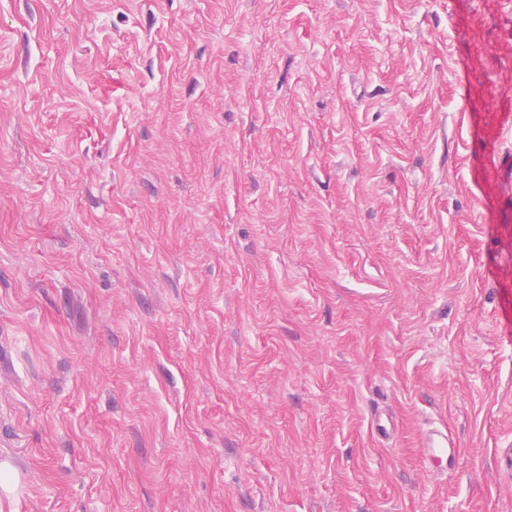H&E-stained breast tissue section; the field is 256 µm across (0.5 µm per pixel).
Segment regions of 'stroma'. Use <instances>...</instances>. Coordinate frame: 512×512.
Masks as SVG:
<instances>
[{"label":"stroma","mask_w":512,"mask_h":512,"mask_svg":"<svg viewBox=\"0 0 512 512\" xmlns=\"http://www.w3.org/2000/svg\"><path fill=\"white\" fill-rule=\"evenodd\" d=\"M509 446L512 0H0V512H512ZM421 447L427 448L429 462L436 468H455L459 449L446 429L435 427L427 430L422 436Z\"/></svg>","instance_id":"obj_1"}]
</instances>
